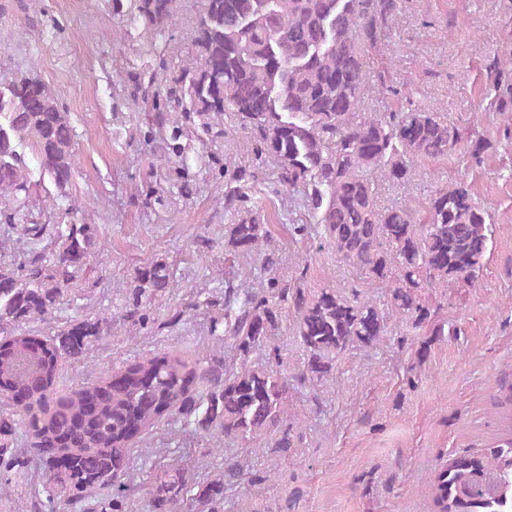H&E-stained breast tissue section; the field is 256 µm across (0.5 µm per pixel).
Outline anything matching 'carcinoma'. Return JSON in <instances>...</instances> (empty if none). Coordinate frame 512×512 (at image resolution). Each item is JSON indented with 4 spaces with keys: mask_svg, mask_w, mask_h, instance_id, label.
<instances>
[{
    "mask_svg": "<svg viewBox=\"0 0 512 512\" xmlns=\"http://www.w3.org/2000/svg\"><path fill=\"white\" fill-rule=\"evenodd\" d=\"M179 0H138L142 24L164 32L175 24ZM405 0H205L193 41L197 55L184 71L174 108L195 115L203 126L211 114H230L250 131L260 157L278 167V179L302 191L309 220L294 230L319 235L343 262L386 289L391 308L419 327L430 321L428 291L468 284L483 267L488 248V210L463 183L440 185L423 203L379 208L371 174L381 170L393 185L408 182L416 165L462 151L481 164L490 142L465 139L440 113L402 105L393 112H368L372 93L398 96L388 65L368 66L390 32ZM486 110L512 120V55L487 66ZM35 150L40 179L63 191L75 168L73 133L55 93L32 71L0 82V222L25 216L30 171L25 149ZM247 170L228 173L226 208L247 202ZM318 228L313 229L311 225ZM58 250L28 252L19 267L0 268V387L10 405L29 413L31 449L49 471L46 500H30L18 512H60L70 500H94V512H126L135 493L127 477L135 444L156 424L181 416L198 434L214 439L275 436L283 459L293 447L288 376L259 366L252 355L271 345L283 306L297 317L307 360L301 379L333 376L336 355L350 348L373 349L388 335L380 305L350 298L334 288L308 293L267 278L269 294L241 295L224 282V320L210 323L219 345L231 342L239 366L227 368L216 352L189 362L156 352L126 363L113 375L57 395L59 361L89 353L107 320L84 319L40 340L18 332L42 320L76 287L95 244L94 226H55ZM269 232L247 215L224 231V249L235 255L262 252ZM168 265L152 261L130 285L126 319L150 322L148 305L169 285ZM415 350L428 357L431 344L446 336L445 325ZM20 427L13 414H0V478L28 468L26 453L12 446ZM241 478L235 461L224 474L197 481L180 468L161 469L148 487V512H224L226 481ZM112 487L104 498L97 490ZM512 499V437L483 455L459 454L435 470L433 512H499Z\"/></svg>",
    "mask_w": 512,
    "mask_h": 512,
    "instance_id": "cac0c4a2",
    "label": "carcinoma"
}]
</instances>
